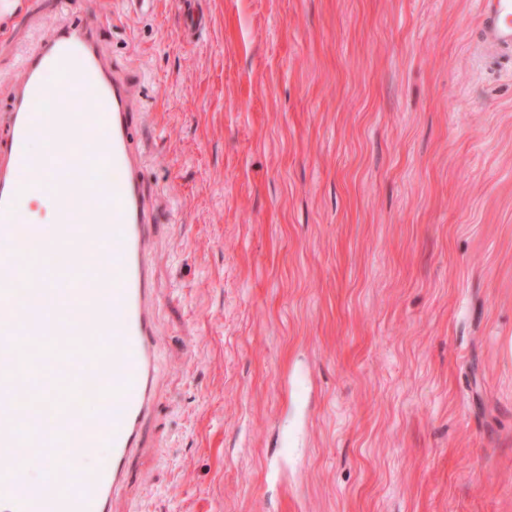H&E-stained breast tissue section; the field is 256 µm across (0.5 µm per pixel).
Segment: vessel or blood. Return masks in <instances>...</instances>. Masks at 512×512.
Wrapping results in <instances>:
<instances>
[{
    "label": "vessel or blood",
    "instance_id": "1",
    "mask_svg": "<svg viewBox=\"0 0 512 512\" xmlns=\"http://www.w3.org/2000/svg\"><path fill=\"white\" fill-rule=\"evenodd\" d=\"M480 40L512 53V0H477ZM94 99V115L50 95ZM126 78L105 62L94 28L58 25L24 60L0 133V512H112L156 408L157 305L149 283L156 224L140 175ZM46 151L32 156L31 141ZM76 193L55 223H28L23 192ZM93 398L96 412L78 411ZM106 462L71 484L78 451ZM24 462L50 467V485Z\"/></svg>",
    "mask_w": 512,
    "mask_h": 512
}]
</instances>
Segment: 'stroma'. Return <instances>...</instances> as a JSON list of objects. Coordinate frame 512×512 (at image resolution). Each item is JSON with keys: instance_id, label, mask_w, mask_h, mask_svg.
Wrapping results in <instances>:
<instances>
[{"instance_id": "35a3bbf8", "label": "stroma", "mask_w": 512, "mask_h": 512, "mask_svg": "<svg viewBox=\"0 0 512 512\" xmlns=\"http://www.w3.org/2000/svg\"><path fill=\"white\" fill-rule=\"evenodd\" d=\"M18 0L98 16L160 203L159 405L115 512H512V61L474 0ZM282 462V476L266 467Z\"/></svg>"}]
</instances>
